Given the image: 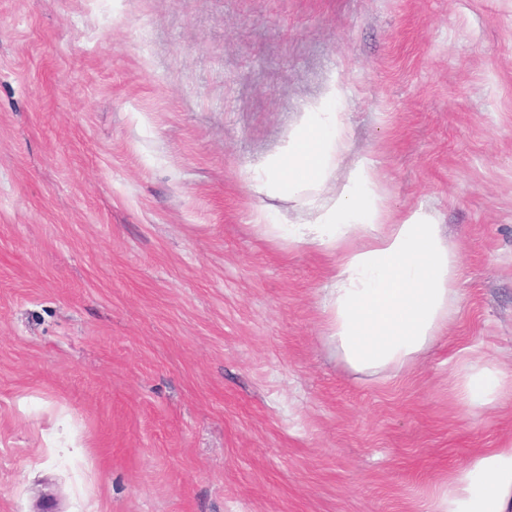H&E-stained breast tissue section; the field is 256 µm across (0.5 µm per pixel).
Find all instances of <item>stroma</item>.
I'll return each instance as SVG.
<instances>
[{
  "label": "stroma",
  "mask_w": 512,
  "mask_h": 512,
  "mask_svg": "<svg viewBox=\"0 0 512 512\" xmlns=\"http://www.w3.org/2000/svg\"><path fill=\"white\" fill-rule=\"evenodd\" d=\"M332 84L342 168L459 250L385 383L253 189ZM468 347L512 371V0H0V512H428L512 441L449 391Z\"/></svg>",
  "instance_id": "1"
}]
</instances>
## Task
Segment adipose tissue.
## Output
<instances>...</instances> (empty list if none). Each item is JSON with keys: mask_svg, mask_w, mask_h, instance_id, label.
<instances>
[{"mask_svg": "<svg viewBox=\"0 0 512 512\" xmlns=\"http://www.w3.org/2000/svg\"><path fill=\"white\" fill-rule=\"evenodd\" d=\"M340 99V90L329 87L265 162L253 188L305 196L307 223L264 230L290 247L335 255L336 278L324 304L327 340L350 371L385 381L410 369L441 337L459 254L424 210L389 221L373 166L359 163L337 178L347 150ZM332 179L335 190L322 194ZM450 391L468 410L490 408L512 397V373L465 355L453 369ZM432 512H512V441L450 473L434 494Z\"/></svg>", "mask_w": 512, "mask_h": 512, "instance_id": "adipose-tissue-1", "label": "adipose tissue"}]
</instances>
